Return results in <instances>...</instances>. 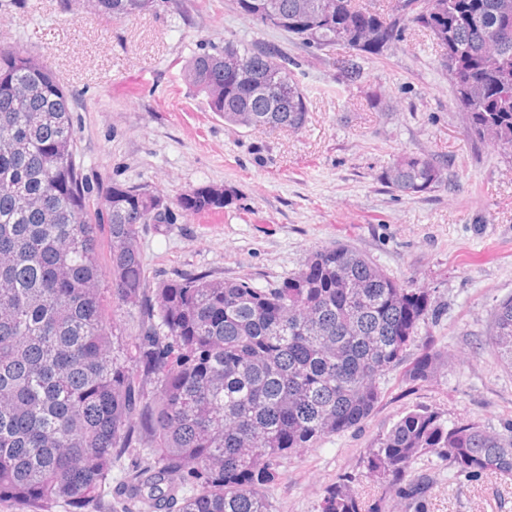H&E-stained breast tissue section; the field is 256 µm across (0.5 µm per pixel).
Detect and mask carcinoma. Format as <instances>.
<instances>
[{
    "mask_svg": "<svg viewBox=\"0 0 512 512\" xmlns=\"http://www.w3.org/2000/svg\"><path fill=\"white\" fill-rule=\"evenodd\" d=\"M254 24L320 51L344 46L336 70L361 80V62L401 42L409 25L440 51L466 133L512 153V0H236ZM156 0H92L119 21ZM240 62L230 76L224 57ZM293 61L271 42L226 40L199 53L190 83L230 126L297 131L308 100ZM71 96L47 63L0 50V503L113 512L102 498L111 467L140 512H272L280 462L364 422L378 380L404 362L419 324L437 314L410 288L345 245L319 249L288 279L175 271L151 284L138 244L143 224H173L168 198L146 183H113L97 199L76 160ZM406 196L446 182L445 166L398 154L382 176ZM232 202L222 185L179 194L186 213ZM108 227L114 307L137 319L130 346L98 294ZM491 344L512 369V297L494 308ZM429 339L405 369L431 377ZM435 453L456 477L512 476V438L474 422L446 424L428 408L402 416L366 456L367 474L424 512ZM321 512H379L350 481L330 485Z\"/></svg>",
    "mask_w": 512,
    "mask_h": 512,
    "instance_id": "carcinoma-1",
    "label": "carcinoma"
}]
</instances>
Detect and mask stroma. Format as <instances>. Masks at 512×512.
<instances>
[{"label": "stroma", "mask_w": 512, "mask_h": 512, "mask_svg": "<svg viewBox=\"0 0 512 512\" xmlns=\"http://www.w3.org/2000/svg\"><path fill=\"white\" fill-rule=\"evenodd\" d=\"M228 39L288 51L308 98L301 130L226 125L189 85L187 61ZM0 49L41 57L69 91L93 195L115 182L147 183L172 198L205 184L232 190L223 210L141 227L151 282L184 270L263 288L297 272L310 252L344 244L430 291L440 315L418 334L434 338L444 364L417 383L392 370L362 424L283 460L268 491L272 512H321L326 488L345 476L381 512H409L367 476L363 458L419 407L512 436V371L488 344L492 311L512 296V158L466 134L421 30L409 28L356 84L334 65L344 48H305L243 18L234 0H170L121 21L63 0H0ZM402 151L447 164L446 185L415 197L386 187L381 175ZM414 471L431 477L425 512H512V477L457 479L434 454Z\"/></svg>", "instance_id": "obj_1"}]
</instances>
